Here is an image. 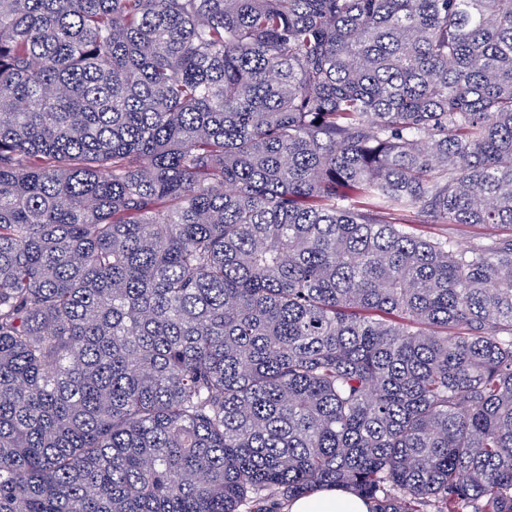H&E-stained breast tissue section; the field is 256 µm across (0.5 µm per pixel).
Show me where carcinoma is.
Segmentation results:
<instances>
[{"instance_id":"carcinoma-1","label":"carcinoma","mask_w":512,"mask_h":512,"mask_svg":"<svg viewBox=\"0 0 512 512\" xmlns=\"http://www.w3.org/2000/svg\"><path fill=\"white\" fill-rule=\"evenodd\" d=\"M328 486L512 512V0H0V512ZM417 229L420 235L424 237L446 236L462 247L476 243L497 230L483 225L465 224H420ZM497 231L506 232L508 230L507 228H500Z\"/></svg>"}]
</instances>
